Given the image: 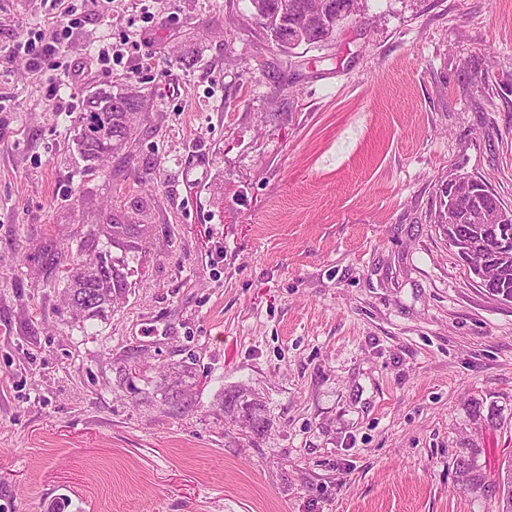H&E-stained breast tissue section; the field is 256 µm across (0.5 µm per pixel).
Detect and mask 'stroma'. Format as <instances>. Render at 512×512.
Instances as JSON below:
<instances>
[{
    "instance_id": "stroma-1",
    "label": "stroma",
    "mask_w": 512,
    "mask_h": 512,
    "mask_svg": "<svg viewBox=\"0 0 512 512\" xmlns=\"http://www.w3.org/2000/svg\"><path fill=\"white\" fill-rule=\"evenodd\" d=\"M53 11L0 0V47ZM102 48L149 109L89 173ZM65 59L0 70V512H497L454 461L512 456V302L430 216L459 175L512 207V0H359L290 51L250 0H113ZM115 218L147 242L78 322L61 266Z\"/></svg>"
}]
</instances>
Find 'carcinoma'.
I'll list each match as a JSON object with an SVG mask.
<instances>
[{"label":"carcinoma","mask_w":512,"mask_h":512,"mask_svg":"<svg viewBox=\"0 0 512 512\" xmlns=\"http://www.w3.org/2000/svg\"><path fill=\"white\" fill-rule=\"evenodd\" d=\"M281 0H250L259 4L255 19L267 36L277 43L297 30V45H311L328 40L342 19L336 11L337 0H288V11L280 12ZM145 109L142 100H131L123 92L101 88L84 99L83 110L75 119L78 127L77 150L86 162V170L106 155L122 151L134 133L133 115ZM487 184L478 177H460L442 189L434 223L442 227L447 241H453L463 261L469 260L471 240L480 239L483 247L474 260L491 268V280L474 279L479 288L504 301H512V224H499L494 217L495 205L503 202L498 194L485 191ZM145 228L141 224H124L118 220L106 225V245H88L84 257L64 269L65 293L70 303L91 299L93 308L88 320H103L127 293V272L123 260L112 256L118 246L136 252L142 248ZM468 465L456 467L466 490L488 497L499 489L494 499L499 512H512V458L498 472L489 475L477 464L475 449L463 451Z\"/></svg>","instance_id":"carcinoma-1"}]
</instances>
